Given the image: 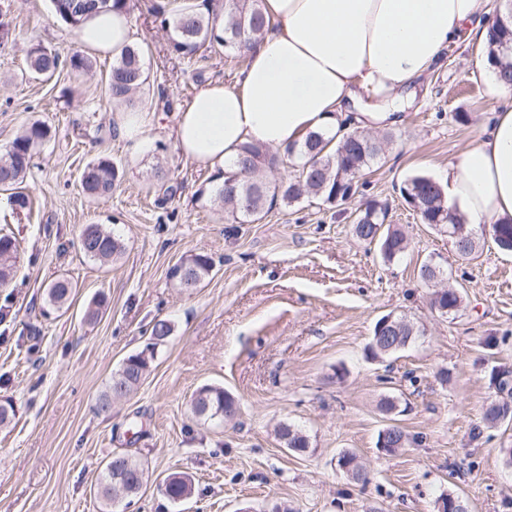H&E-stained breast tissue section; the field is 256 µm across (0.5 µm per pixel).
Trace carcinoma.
Returning a JSON list of instances; mask_svg holds the SVG:
<instances>
[{
  "label": "carcinoma",
  "mask_w": 512,
  "mask_h": 512,
  "mask_svg": "<svg viewBox=\"0 0 512 512\" xmlns=\"http://www.w3.org/2000/svg\"><path fill=\"white\" fill-rule=\"evenodd\" d=\"M224 4V34L218 35L209 25L208 10ZM56 14L65 22L80 25L89 15L102 9H133L131 0H57ZM267 27L260 8V0H203L200 5H191L182 10L173 21L174 36L171 51L184 58L193 59L205 48L241 61L247 58L246 49L262 38ZM512 4L506 3L499 17L488 32V61L498 80L512 81ZM73 72H85L91 68L90 61L75 51L68 58L41 46L32 48L30 67L38 75L51 77L64 67ZM147 81L140 51L128 47L113 65L106 80L107 94L116 102L133 104L132 96L142 90ZM49 127L43 122L29 126L16 137L5 157L0 158V186L12 189L23 182L32 166L35 149L48 136ZM382 153V143L361 132L353 131L337 142L325 138L321 132H311L299 146H290L286 154L293 158L295 167L289 176L278 183L263 178L265 169L273 168L277 157L262 146L247 145L236 162L238 172L225 175L219 188L220 200L229 208L228 216L236 224H249L264 217L273 206L290 205L303 194L314 195L323 202L339 207L354 193L353 186L371 172L374 161ZM118 177V169L109 160H100L89 165L81 175V189L86 198L98 201L112 196ZM400 194H408L417 208L416 215L423 224H429L448 233L457 255L467 258L477 248L474 227L464 222L456 212L448 209L441 186L426 175H414L406 179L399 188ZM388 206L376 200L365 202L356 211L352 222L353 235L360 241L378 247L382 259L392 262L405 252L403 234L385 226ZM491 236L497 247L512 250V222L491 225ZM19 244L15 237L0 234V283L10 280L14 269ZM80 249L92 260L106 261L120 254L122 243L99 224H87L80 234ZM212 262L206 256L195 255L180 261L170 270L171 277L186 287H195L209 274ZM76 288L69 278L59 276L47 288V304L55 311L68 310ZM463 297L458 289L443 295L433 292L431 305L450 308L454 314L461 308ZM171 323L166 319L156 320L150 330L148 345L151 351L144 359L132 354L120 365L112 376L108 391L99 399V412L108 414L112 400L127 396L140 383L150 367L154 350L172 334ZM418 335V330L405 318L394 317L393 325L379 330L374 324L370 346L367 350L372 358L390 356L405 348ZM239 407L231 395L219 387H203L192 399V412L204 420L232 419ZM280 437L286 448L304 452L308 439L298 430L285 425ZM144 475L140 463L127 453H115L106 462L100 479V494L112 501L113 487L123 484L134 497L139 494L136 484ZM173 501L192 493L188 479L177 476L164 488Z\"/></svg>",
  "instance_id": "carcinoma-1"
}]
</instances>
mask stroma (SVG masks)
<instances>
[{"label":"stroma","instance_id":"35a3bbf8","mask_svg":"<svg viewBox=\"0 0 512 512\" xmlns=\"http://www.w3.org/2000/svg\"><path fill=\"white\" fill-rule=\"evenodd\" d=\"M153 2L134 0L130 15L149 74L140 96L152 103L149 141L136 151L119 133L121 106L105 93L112 59L94 55L81 77L63 70L43 80L28 50L69 55L80 48L75 27L52 0H0L10 28L0 44V157L31 123L51 130L22 183L31 214L0 190V232L21 245L14 277L0 287V399L16 409L0 427V512H276L284 503L293 512H438L448 494L463 496L468 512H512L503 455L512 427L483 424L492 367H512V254L482 228L475 254L459 257L399 193L413 175L439 178L487 120L496 86L481 46L448 47L422 76L402 125L342 207L306 195L235 224L217 196L220 180L180 155L172 127L201 87L233 85L242 65L170 53L172 31L150 14ZM99 159L117 165L119 180L92 204L79 178ZM369 198L387 203V223L408 242L389 264L352 234V214ZM86 224L105 225L123 252L106 264L85 257ZM194 254L213 268L187 288L170 269ZM428 260L443 267L444 286L462 290L456 314L431 309L419 276ZM62 274L76 293L67 311L51 313L47 287ZM101 294L103 313L87 322ZM389 312L420 334L375 361L367 345ZM159 319L173 332L140 384L98 413L113 374ZM207 385L236 398L234 419L194 416L192 398ZM387 399L394 415L380 409ZM393 419L413 443L387 452L378 438ZM284 424L307 436L305 452L285 447ZM116 452L143 463L146 483L132 502L107 509L97 478ZM345 453L364 466L366 482L339 468ZM174 473L192 482L181 502L162 487Z\"/></svg>","mask_w":512,"mask_h":512}]
</instances>
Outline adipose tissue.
I'll list each match as a JSON object with an SVG mask.
<instances>
[{
    "label": "adipose tissue",
    "mask_w": 512,
    "mask_h": 512,
    "mask_svg": "<svg viewBox=\"0 0 512 512\" xmlns=\"http://www.w3.org/2000/svg\"><path fill=\"white\" fill-rule=\"evenodd\" d=\"M489 0H262L263 38L235 85L207 84L174 116L180 154L221 173L244 145L286 149L307 134L395 128L396 102L450 44L486 42ZM135 40L129 14H92L79 41L115 57ZM450 209L473 225L512 221V104L495 106L473 143L448 163Z\"/></svg>",
    "instance_id": "ef3b65f1"
}]
</instances>
